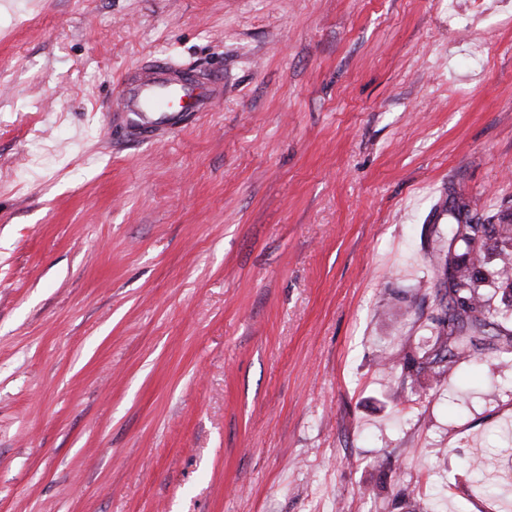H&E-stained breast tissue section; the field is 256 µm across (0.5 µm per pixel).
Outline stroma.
Instances as JSON below:
<instances>
[{"label":"stroma","instance_id":"stroma-1","mask_svg":"<svg viewBox=\"0 0 512 512\" xmlns=\"http://www.w3.org/2000/svg\"><path fill=\"white\" fill-rule=\"evenodd\" d=\"M151 57L224 96L141 141ZM460 195L512 224L502 0L0 6V512H512V360L380 366Z\"/></svg>","mask_w":512,"mask_h":512}]
</instances>
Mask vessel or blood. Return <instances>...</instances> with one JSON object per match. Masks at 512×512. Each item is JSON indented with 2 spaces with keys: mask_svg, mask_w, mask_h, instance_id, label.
<instances>
[{
  "mask_svg": "<svg viewBox=\"0 0 512 512\" xmlns=\"http://www.w3.org/2000/svg\"><path fill=\"white\" fill-rule=\"evenodd\" d=\"M224 94L222 79H207L167 59L146 62L128 76L113 100L115 117H135L136 132L153 135L183 127L211 111Z\"/></svg>",
  "mask_w": 512,
  "mask_h": 512,
  "instance_id": "1",
  "label": "vessel or blood"
}]
</instances>
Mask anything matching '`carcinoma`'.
Returning a JSON list of instances; mask_svg holds the SVG:
<instances>
[{"instance_id":"1","label":"carcinoma","mask_w":512,"mask_h":512,"mask_svg":"<svg viewBox=\"0 0 512 512\" xmlns=\"http://www.w3.org/2000/svg\"><path fill=\"white\" fill-rule=\"evenodd\" d=\"M434 273L445 288L436 296L440 315L431 318L424 347L403 350L391 365L411 389L425 374L440 378L460 361L477 359L490 330L497 351L512 354V224L476 222L469 203L459 200Z\"/></svg>"}]
</instances>
